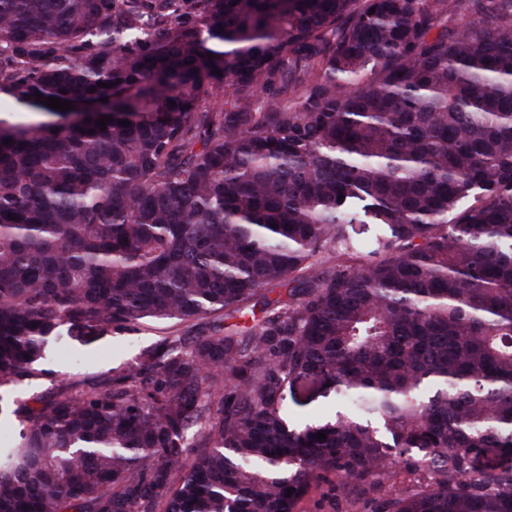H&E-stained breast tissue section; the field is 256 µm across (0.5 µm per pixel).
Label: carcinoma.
Here are the masks:
<instances>
[{
  "label": "carcinoma",
  "mask_w": 512,
  "mask_h": 512,
  "mask_svg": "<svg viewBox=\"0 0 512 512\" xmlns=\"http://www.w3.org/2000/svg\"><path fill=\"white\" fill-rule=\"evenodd\" d=\"M37 93L104 110L0 117V402L61 336L223 316L13 401L0 512H512V0H0ZM335 408V400L332 395L327 398H320L304 407L295 406L288 396V411L294 416H303L310 420H319L333 413ZM373 507L370 497H364L351 506L344 501H334L330 496H323L322 488L315 490L303 504L306 512H371Z\"/></svg>",
  "instance_id": "carcinoma-1"
}]
</instances>
